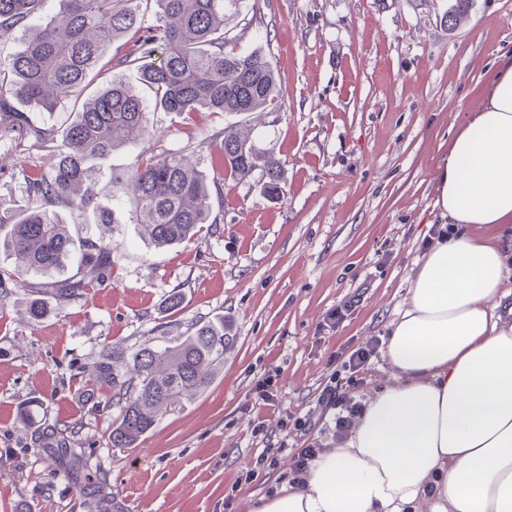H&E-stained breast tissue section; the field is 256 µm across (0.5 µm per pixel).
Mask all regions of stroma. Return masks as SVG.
Instances as JSON below:
<instances>
[{"label": "stroma", "instance_id": "1", "mask_svg": "<svg viewBox=\"0 0 512 512\" xmlns=\"http://www.w3.org/2000/svg\"><path fill=\"white\" fill-rule=\"evenodd\" d=\"M455 5L244 0L250 25L238 46L264 51L284 91L280 109L149 113L150 134L95 174L113 223L58 207L70 232L111 247L112 282L36 322L24 293L0 309V512H253L285 484L291 449L310 438L333 446L318 395L351 350L386 340L440 222V159L512 59V0H470L451 28ZM243 122L282 162L283 197L268 199L254 175L227 180L212 191L211 224L188 243L155 247L113 169L143 150L181 152L213 176L223 132ZM51 160L0 120V216L26 201L19 169ZM173 293L181 305L169 312ZM348 301L344 320L328 326ZM219 316L231 342L210 385L136 447H111L112 398L92 387L100 347L173 342ZM269 374L277 383L267 405L255 386ZM32 401L39 424L78 427L72 448L46 447L19 422ZM304 415L310 435L286 429L287 417ZM283 439L275 464L261 460Z\"/></svg>", "mask_w": 512, "mask_h": 512}]
</instances>
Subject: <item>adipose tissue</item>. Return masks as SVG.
<instances>
[{
    "label": "adipose tissue",
    "mask_w": 512,
    "mask_h": 512,
    "mask_svg": "<svg viewBox=\"0 0 512 512\" xmlns=\"http://www.w3.org/2000/svg\"><path fill=\"white\" fill-rule=\"evenodd\" d=\"M435 194L455 230L414 265L386 342L393 383L254 512H512V61L443 154Z\"/></svg>",
    "instance_id": "adipose-tissue-1"
}]
</instances>
